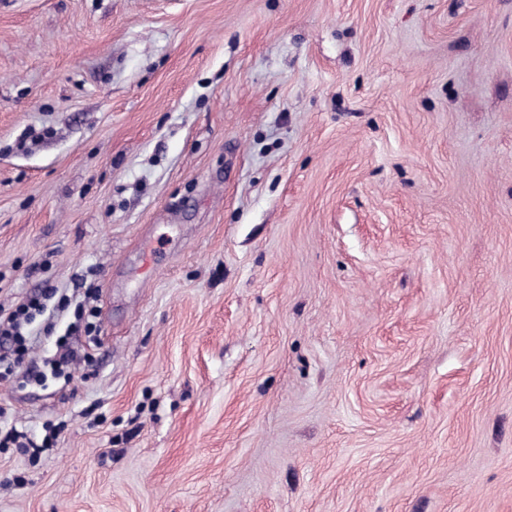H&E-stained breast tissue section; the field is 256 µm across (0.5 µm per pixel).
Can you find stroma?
I'll return each mask as SVG.
<instances>
[{
    "label": "stroma",
    "mask_w": 512,
    "mask_h": 512,
    "mask_svg": "<svg viewBox=\"0 0 512 512\" xmlns=\"http://www.w3.org/2000/svg\"><path fill=\"white\" fill-rule=\"evenodd\" d=\"M0 512H512V0H0ZM44 309L42 296L29 297L7 314H0V376L6 378L23 367L25 356L34 339L26 332V327L36 314ZM7 346L2 353L3 340ZM74 357L75 352L69 344L68 336H58L56 339V352L51 359L44 363L45 370L40 371L38 376L46 379L48 377L47 372L51 376H60L73 361ZM55 438V431L50 430L48 433V431L46 430L41 445H38L37 443H34L32 440L28 439L23 432H18L15 429H11V431L7 432L3 436V438L0 436V446H2L3 448H8L10 444H24L23 448H33V455L37 456L41 452L42 448H49V446L52 445ZM22 440H26L28 446H25V442H23Z\"/></svg>",
    "instance_id": "obj_1"
}]
</instances>
